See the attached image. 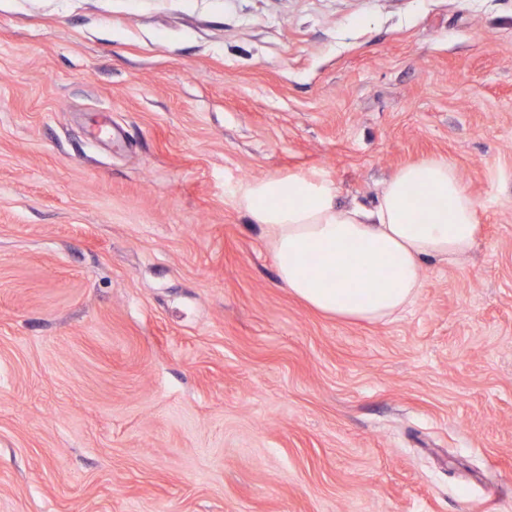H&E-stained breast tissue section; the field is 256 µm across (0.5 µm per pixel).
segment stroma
Segmentation results:
<instances>
[{
	"instance_id": "stroma-1",
	"label": "stroma",
	"mask_w": 512,
	"mask_h": 512,
	"mask_svg": "<svg viewBox=\"0 0 512 512\" xmlns=\"http://www.w3.org/2000/svg\"><path fill=\"white\" fill-rule=\"evenodd\" d=\"M448 160L382 322L231 193ZM0 512H512V0H0Z\"/></svg>"
}]
</instances>
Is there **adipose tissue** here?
<instances>
[{"mask_svg":"<svg viewBox=\"0 0 512 512\" xmlns=\"http://www.w3.org/2000/svg\"><path fill=\"white\" fill-rule=\"evenodd\" d=\"M271 233L281 283L311 308L343 320L381 321L411 304L422 264L472 247L477 207L447 161L424 159L386 183L376 208L345 207L318 174L240 182L232 194Z\"/></svg>","mask_w":512,"mask_h":512,"instance_id":"obj_1","label":"adipose tissue"}]
</instances>
